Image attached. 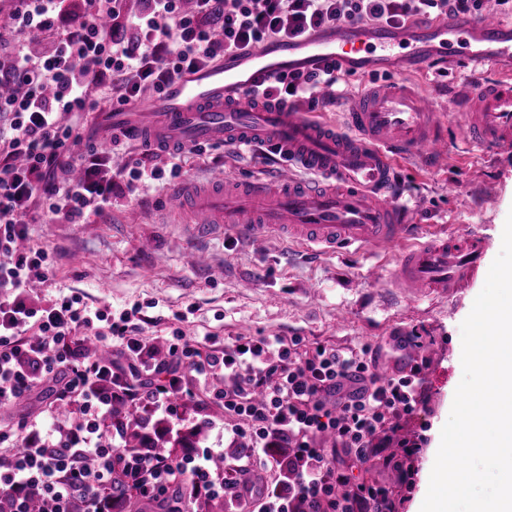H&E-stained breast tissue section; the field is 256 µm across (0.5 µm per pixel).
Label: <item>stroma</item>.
<instances>
[{
  "label": "stroma",
  "mask_w": 512,
  "mask_h": 512,
  "mask_svg": "<svg viewBox=\"0 0 512 512\" xmlns=\"http://www.w3.org/2000/svg\"><path fill=\"white\" fill-rule=\"evenodd\" d=\"M468 71L462 61L411 75L394 69L352 71L338 87L349 99L362 86L393 81L437 99L446 120L448 155L433 169L410 159L398 161L402 200L420 235L469 225L484 237V262L489 265L501 249L504 224L512 212V148L484 153L461 149L463 128L454 99ZM264 155L259 148L237 155L231 146L220 145L201 156L182 154L179 163L191 182H205L216 169L232 180L269 177L274 167ZM167 195L155 185L141 188L136 224L126 223L131 206L127 194L117 191L111 207L103 215L90 216L88 223L30 225V244L46 249L54 261L48 281L34 284L30 296L44 299L61 290L75 291L91 306L120 309L137 304L144 315L167 318L190 307L194 313L182 325L190 336L297 334L310 343L353 350L368 343L386 346L394 337L414 333L431 337L427 402L404 431L408 437L423 435L425 442L412 459L417 472L412 490L396 495L397 512H415L463 375L460 326L484 277L444 299H412L391 286L396 249L308 255L274 235L256 251L230 228L197 236L187 216L167 212ZM193 251L202 254L203 264L190 262ZM244 279L252 282L246 291L240 287ZM341 310L348 318L340 326L336 314ZM180 411L190 420L211 419L204 446L223 449L229 457L245 448V441L225 433L224 410L207 396L186 399Z\"/></svg>",
  "instance_id": "obj_1"
}]
</instances>
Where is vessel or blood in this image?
<instances>
[{"label": "vessel or blood", "mask_w": 512, "mask_h": 512, "mask_svg": "<svg viewBox=\"0 0 512 512\" xmlns=\"http://www.w3.org/2000/svg\"><path fill=\"white\" fill-rule=\"evenodd\" d=\"M459 59L475 69L489 59L512 65V20L490 11L478 21L423 17L402 29L335 25L300 41L225 58L200 78L175 83L161 105L130 108L119 120L153 151L260 143L283 158L272 184L256 180L234 188L215 173L202 186L177 185L166 205L189 215L196 234L225 224L256 246L282 234L303 249L379 251L402 243L406 232L395 194V160L431 163L448 152L433 100L395 82L363 87L350 101L340 132L300 104L260 97L257 89L278 73L331 60L376 70L395 63L425 69ZM457 108L465 145L512 146L511 79L475 78ZM301 171L310 181L298 179ZM484 251L482 237L469 225H457L449 236L403 245L392 284L415 299L450 295L483 273Z\"/></svg>", "instance_id": "obj_1"}]
</instances>
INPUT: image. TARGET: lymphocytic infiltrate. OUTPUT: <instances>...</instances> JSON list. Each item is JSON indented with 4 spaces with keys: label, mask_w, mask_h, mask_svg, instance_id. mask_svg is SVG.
Here are the masks:
<instances>
[{
    "label": "lymphocytic infiltrate",
    "mask_w": 512,
    "mask_h": 512,
    "mask_svg": "<svg viewBox=\"0 0 512 512\" xmlns=\"http://www.w3.org/2000/svg\"><path fill=\"white\" fill-rule=\"evenodd\" d=\"M145 0L137 19L125 0H16L0 16V406L47 387L34 416L0 426V512H112L124 480L130 497L160 501L162 512H192L197 496L220 498L238 512H395L394 493L357 481L354 469L385 447L425 401L430 360L419 335L395 337L391 349L367 344L344 350L301 336H237L221 342L172 329L165 357L144 335L146 317L91 308L81 295L47 305L27 302L32 280H46L49 255L19 249L26 227L63 220L82 224L112 205L119 180L147 185L178 177L136 160L112 171L108 155L63 123L74 112H98L223 62L227 53L296 39L339 22L403 27L423 17L480 18L512 0ZM46 43L41 52L14 46V32ZM342 68L328 62L306 73H282L260 95L286 103L336 84ZM106 358L90 355L89 343ZM402 356L389 377L376 369L385 352ZM223 389L211 391L213 379ZM213 392L248 440L246 453L217 473L218 452L197 448L170 457L125 445L129 417L144 433L156 417L176 416L178 402ZM129 417H113L114 403ZM268 472L256 485L253 471Z\"/></svg>",
    "instance_id": "lymphocytic-infiltrate-1"
}]
</instances>
